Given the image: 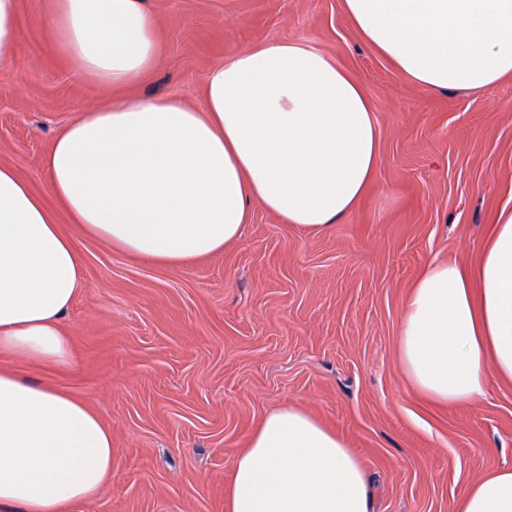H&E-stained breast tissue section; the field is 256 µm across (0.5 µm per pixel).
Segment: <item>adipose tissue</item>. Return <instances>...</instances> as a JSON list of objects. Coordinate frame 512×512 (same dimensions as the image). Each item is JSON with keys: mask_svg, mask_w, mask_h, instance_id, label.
<instances>
[{"mask_svg": "<svg viewBox=\"0 0 512 512\" xmlns=\"http://www.w3.org/2000/svg\"><path fill=\"white\" fill-rule=\"evenodd\" d=\"M363 39L432 91L479 89L512 73V0H343ZM51 28L106 89L159 56L142 0H55ZM380 130L361 87L299 41L210 68L201 105L178 96L105 98L54 140L42 168L71 223L128 255L186 266L236 241L260 203L303 233L352 214L379 164ZM72 238L0 164V355L68 365L62 319L81 284ZM405 373L441 403L512 382V205L476 268L427 266L399 324ZM112 477V432L71 394L0 368V507L63 512ZM224 512H372L358 458L296 407L264 416L237 456ZM455 512H512V467L474 481Z\"/></svg>", "mask_w": 512, "mask_h": 512, "instance_id": "adipose-tissue-1", "label": "adipose tissue"}]
</instances>
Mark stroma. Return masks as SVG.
I'll return each instance as SVG.
<instances>
[{
  "instance_id": "1",
  "label": "stroma",
  "mask_w": 512,
  "mask_h": 512,
  "mask_svg": "<svg viewBox=\"0 0 512 512\" xmlns=\"http://www.w3.org/2000/svg\"><path fill=\"white\" fill-rule=\"evenodd\" d=\"M143 5L158 22V61L113 101L197 105L212 65L301 41L361 85L380 160L355 212L327 232L301 233L255 203L238 241L191 266L115 250L71 224L41 166L58 133L107 95L51 29L54 0H18L14 64L0 68V163L45 196L82 286L64 321L69 365L4 355L0 366L72 393L112 431L111 481L66 512H224L238 453L288 405L346 442L373 512H454L472 480L512 466V382L434 402L404 372L398 327L426 265H476L512 202V74L478 90L416 86L360 36L343 0Z\"/></svg>"
}]
</instances>
